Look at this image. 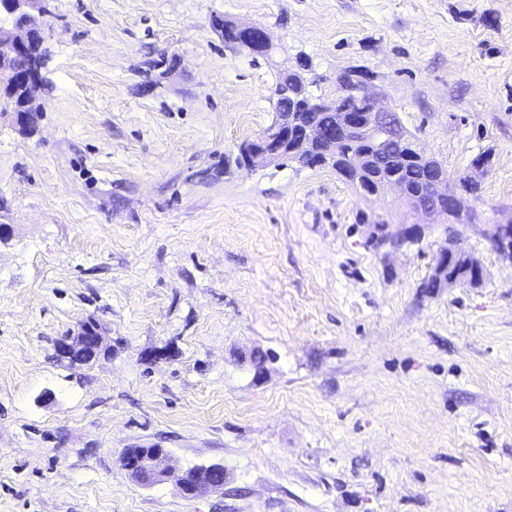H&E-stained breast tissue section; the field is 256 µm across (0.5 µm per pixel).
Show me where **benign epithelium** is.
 Returning <instances> with one entry per match:
<instances>
[{"instance_id":"benign-epithelium-1","label":"benign epithelium","mask_w":512,"mask_h":512,"mask_svg":"<svg viewBox=\"0 0 512 512\" xmlns=\"http://www.w3.org/2000/svg\"><path fill=\"white\" fill-rule=\"evenodd\" d=\"M46 0H0V13L13 18L10 28H0V57L24 48L29 36L43 35L42 28L35 22V16L45 15ZM228 27L241 33L238 48L249 54L269 58L273 45L264 27L258 24L240 25L228 23ZM26 94L22 111L15 113V120L21 126L34 122L36 114L42 111L37 96L41 84L37 62L26 64ZM362 99L368 109L365 112H340L336 118V133L327 134L313 125H301L300 114L290 112L281 117L269 130L256 139L243 144L241 152L247 164L253 168L268 167L279 163L287 155L312 154L324 164L331 165L336 172L348 177L358 194L364 197L378 196L395 191L405 199L411 209L432 220L441 219L452 223L458 205V195L448 188V172L445 167L421 153L413 140L406 138L405 131L396 116L379 104L376 94L360 81L340 87L337 96ZM348 134L359 141L373 145V150L385 156L399 142L408 148L406 157L413 163L426 165L433 170L428 191L411 194L406 183L394 175L379 173L376 181L365 184L368 171L374 163L373 155L361 152L347 156L341 152L338 135ZM469 224L504 259L512 262V224H479L470 219ZM104 337L101 332L89 326L81 327L77 336L66 337L57 344L61 357H70L77 350L93 351L99 356L104 352ZM167 456L164 448H127L121 455V464L131 475L139 478L144 485H153L166 480L176 481V487L185 498H194L204 492H216L224 487V466L210 464L196 467L195 478L190 482L180 480L182 473H172L163 467Z\"/></svg>"}]
</instances>
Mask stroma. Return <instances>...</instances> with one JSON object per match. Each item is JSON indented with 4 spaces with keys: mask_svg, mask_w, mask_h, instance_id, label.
<instances>
[{
    "mask_svg": "<svg viewBox=\"0 0 512 512\" xmlns=\"http://www.w3.org/2000/svg\"><path fill=\"white\" fill-rule=\"evenodd\" d=\"M39 22L44 110L24 131L0 105V512H512V263L463 225L374 248L410 208L331 168L224 165L280 72L327 98L353 67L479 183L480 223L511 220L512 0H50ZM451 242L479 285L428 287ZM91 320L106 353L59 359ZM136 446L224 487L139 485ZM228 27L241 33L238 48L249 54L262 58H269L273 45L264 27L258 24L240 25L228 22Z\"/></svg>",
    "mask_w": 512,
    "mask_h": 512,
    "instance_id": "obj_1",
    "label": "stroma"
}]
</instances>
